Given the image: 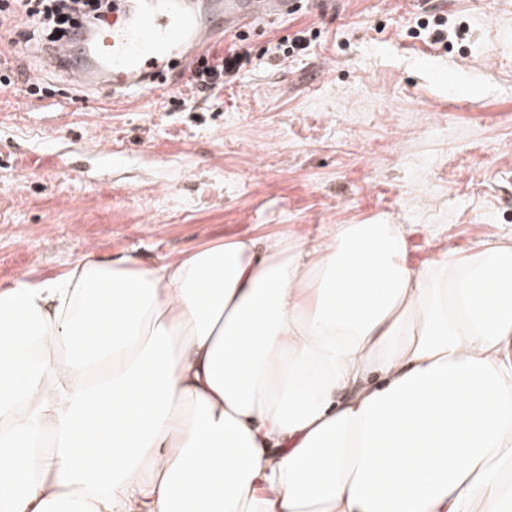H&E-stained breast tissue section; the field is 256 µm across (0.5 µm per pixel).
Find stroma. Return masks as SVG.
Segmentation results:
<instances>
[{"label":"stroma","mask_w":512,"mask_h":512,"mask_svg":"<svg viewBox=\"0 0 512 512\" xmlns=\"http://www.w3.org/2000/svg\"><path fill=\"white\" fill-rule=\"evenodd\" d=\"M441 17L464 39L412 38ZM305 32L289 58L269 45ZM251 65L215 96L171 84L112 99L25 47L0 90V285L79 254L150 264L202 242L337 224L406 225L418 263L512 235V0H338L260 19Z\"/></svg>","instance_id":"1"}]
</instances>
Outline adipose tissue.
Instances as JSON below:
<instances>
[{"label": "adipose tissue", "mask_w": 512, "mask_h": 512, "mask_svg": "<svg viewBox=\"0 0 512 512\" xmlns=\"http://www.w3.org/2000/svg\"><path fill=\"white\" fill-rule=\"evenodd\" d=\"M407 235L0 286V512H512V237Z\"/></svg>", "instance_id": "1"}]
</instances>
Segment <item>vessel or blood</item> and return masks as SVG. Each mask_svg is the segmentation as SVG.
I'll use <instances>...</instances> for the list:
<instances>
[{
    "label": "vessel or blood",
    "instance_id": "1",
    "mask_svg": "<svg viewBox=\"0 0 512 512\" xmlns=\"http://www.w3.org/2000/svg\"><path fill=\"white\" fill-rule=\"evenodd\" d=\"M193 0H112V20L94 46L98 63L86 68L71 64L70 50L60 45L51 53L54 65L66 71L73 86L107 88L112 95L153 91L165 83L190 49L212 37L216 19L241 31L257 18L285 15L297 0H211L209 20H202Z\"/></svg>",
    "mask_w": 512,
    "mask_h": 512
}]
</instances>
